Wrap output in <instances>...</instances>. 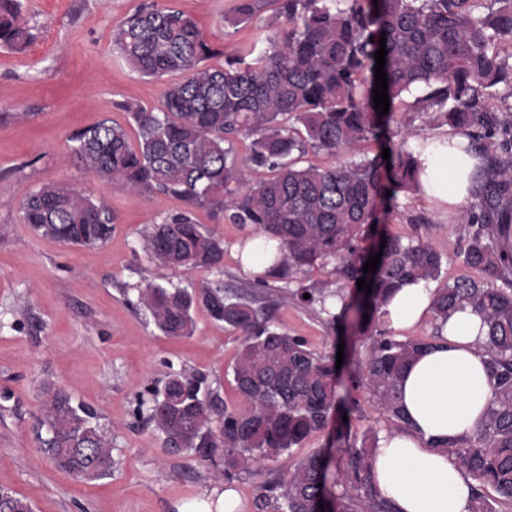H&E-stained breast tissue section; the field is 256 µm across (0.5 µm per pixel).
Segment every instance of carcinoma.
<instances>
[{"label": "carcinoma", "instance_id": "carcinoma-1", "mask_svg": "<svg viewBox=\"0 0 512 512\" xmlns=\"http://www.w3.org/2000/svg\"><path fill=\"white\" fill-rule=\"evenodd\" d=\"M266 46L252 62L227 57L224 66L195 19L169 4L144 5L115 32L113 42L130 69L143 77L179 74L158 112L127 105L135 139L108 119L77 132L72 153L93 178L132 196L163 195L178 212L141 233L142 250L159 267L221 271L224 239L195 220L211 208L232 224L250 226L279 241L266 277L285 286L312 269L334 265L349 297L332 326L352 322L366 335L355 388L370 394L396 426L404 422L400 383L410 362L436 336L400 339L386 329L382 307L403 285L435 281L443 256L429 236L381 234L380 214L399 207L398 196L419 191L418 161L392 127L405 125L404 97L428 123L468 139L479 164L480 187L462 212L463 261L481 277L457 279L436 290L434 320L471 308L486 327L484 346L493 396L477 435L448 451L502 499L512 502V0H277ZM19 0H0V45L20 47L29 34L16 16ZM253 19L250 0L224 16L237 27ZM386 41L389 110H375L374 52ZM506 93L497 94L499 87ZM248 139L240 161L235 141ZM379 152L360 161L347 155L368 140ZM390 150L389 160L381 149ZM325 166H298L309 151ZM270 175L250 181L242 164ZM391 195H386V191ZM24 223L59 242L100 246L116 217L102 199L65 185L27 194ZM383 251L377 271L363 272ZM372 283L371 294L357 279ZM310 298H303L304 294ZM292 296L326 306L330 295L315 284ZM143 307L166 336H190L193 310L241 333L232 366L238 403L222 405L203 376L173 373L152 393L146 422L164 446L191 451L202 462L220 457L224 477L256 476L291 449L324 430L337 410L335 360L299 336L277 330L255 303L221 286L149 284ZM368 321H363V316ZM41 439L55 465L77 479L106 476L112 448L93 411L52 385L42 390ZM342 456L334 493L327 487L331 458L323 450L300 459L283 476L264 481L255 512H394L371 477L379 431L338 433ZM0 512H32L27 499L0 492Z\"/></svg>", "mask_w": 512, "mask_h": 512}]
</instances>
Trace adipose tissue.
Listing matches in <instances>:
<instances>
[{
    "instance_id": "1",
    "label": "adipose tissue",
    "mask_w": 512,
    "mask_h": 512,
    "mask_svg": "<svg viewBox=\"0 0 512 512\" xmlns=\"http://www.w3.org/2000/svg\"><path fill=\"white\" fill-rule=\"evenodd\" d=\"M460 143L449 136L412 144L425 197L448 212L472 201L477 186L474 161ZM433 296L432 284L404 285L384 307L387 328L399 335L426 321ZM484 335L478 313L454 312L435 346L406 370L400 399L406 422L381 435L372 466L373 482L395 512H469L474 479L448 445L476 433L492 397Z\"/></svg>"
}]
</instances>
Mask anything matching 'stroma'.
<instances>
[{
    "label": "stroma",
    "instance_id": "35a3bbf8",
    "mask_svg": "<svg viewBox=\"0 0 512 512\" xmlns=\"http://www.w3.org/2000/svg\"><path fill=\"white\" fill-rule=\"evenodd\" d=\"M146 0H20L19 23L30 37L21 49L0 47V488L26 497L34 512H178L179 506L231 484L244 512H254L261 480L286 474L299 459L332 446L342 416L282 457L261 477L224 479L193 453L172 452L136 415L147 390L167 374H202L227 404L237 402L232 365L240 335L196 308L190 337L163 335L144 311L129 304L153 282L183 287L207 282L266 304L282 331L307 340L317 353L343 356L338 396L359 402L352 429L386 431L392 424L368 393L354 389L365 338L347 327L335 335L320 306L299 303L286 290L263 286L244 272L236 249L247 226L202 209L197 220L224 240V269L160 270L140 246L141 230L177 212L178 200L132 196L86 175L70 138L103 119L129 126L125 104L161 108L168 84L132 72L114 49V31ZM194 17L216 54L248 56L261 45L271 0H252L254 17L225 27L239 0H169ZM66 184L103 198L118 220L101 246H74L42 238L25 224L22 200L46 185ZM390 233L429 234L446 259L442 282L477 278L459 253L462 223L423 195L402 197L385 219ZM50 383L94 411L112 443L113 470L78 480L57 469L40 444V389Z\"/></svg>",
    "mask_w": 512,
    "mask_h": 512
}]
</instances>
